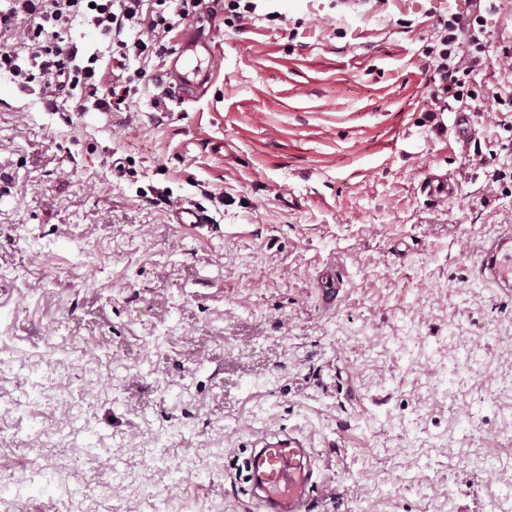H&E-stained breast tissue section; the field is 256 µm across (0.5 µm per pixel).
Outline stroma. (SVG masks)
<instances>
[{"label":"stroma","instance_id":"obj_1","mask_svg":"<svg viewBox=\"0 0 512 512\" xmlns=\"http://www.w3.org/2000/svg\"><path fill=\"white\" fill-rule=\"evenodd\" d=\"M469 5L260 0L242 24L218 0L128 62L122 114L0 72V455L42 470L24 512H251L237 467L288 432L331 488L316 512H512V298L475 272L512 225V0L443 115L464 134L421 124L424 50ZM194 26L212 83L155 111ZM424 192L434 202L448 203V199L457 192V184L446 173L429 172L424 183Z\"/></svg>","mask_w":512,"mask_h":512}]
</instances>
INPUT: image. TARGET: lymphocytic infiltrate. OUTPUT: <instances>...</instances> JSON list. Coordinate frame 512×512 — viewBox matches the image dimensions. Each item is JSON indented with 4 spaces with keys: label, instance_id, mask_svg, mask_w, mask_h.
<instances>
[{
    "label": "lymphocytic infiltrate",
    "instance_id": "f902f5d3",
    "mask_svg": "<svg viewBox=\"0 0 512 512\" xmlns=\"http://www.w3.org/2000/svg\"><path fill=\"white\" fill-rule=\"evenodd\" d=\"M146 0H0V38L15 40L27 49V58L8 48L0 49V71L11 75L19 88H27L35 77L49 85L74 91L87 90L95 109L101 112H125L129 109L130 90L113 81L100 91L103 76L98 54L85 53L72 39L63 36V21L82 19L107 38L118 69H125L131 58L148 56L162 39L173 31L165 17L146 18ZM468 15L453 14L441 20V28L426 55L434 64L438 85L433 101L463 98L465 79L481 64L480 35L486 25V12L492 0H474ZM139 27L140 35L127 39L130 27Z\"/></svg>",
    "mask_w": 512,
    "mask_h": 512
}]
</instances>
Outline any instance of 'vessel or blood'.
<instances>
[{
	"instance_id": "vessel-or-blood-1",
	"label": "vessel or blood",
	"mask_w": 512,
	"mask_h": 512,
	"mask_svg": "<svg viewBox=\"0 0 512 512\" xmlns=\"http://www.w3.org/2000/svg\"><path fill=\"white\" fill-rule=\"evenodd\" d=\"M211 37L196 29L188 34L169 63L167 75L191 91L206 89L212 70L201 67L202 56H213ZM424 191L434 202L444 203L455 196L456 182L447 174L428 173ZM479 277L501 294L512 297V226L485 241L480 249ZM250 489V502L258 512H313V492L319 487L315 456L305 441L289 436L267 442L242 462Z\"/></svg>"
}]
</instances>
